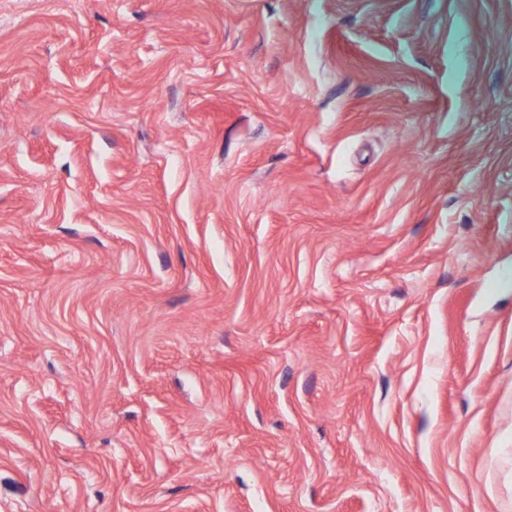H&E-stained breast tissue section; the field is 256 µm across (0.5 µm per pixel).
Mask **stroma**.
Here are the masks:
<instances>
[{
	"label": "stroma",
	"mask_w": 512,
	"mask_h": 512,
	"mask_svg": "<svg viewBox=\"0 0 512 512\" xmlns=\"http://www.w3.org/2000/svg\"><path fill=\"white\" fill-rule=\"evenodd\" d=\"M512 0H0V512H512Z\"/></svg>",
	"instance_id": "35a3bbf8"
}]
</instances>
